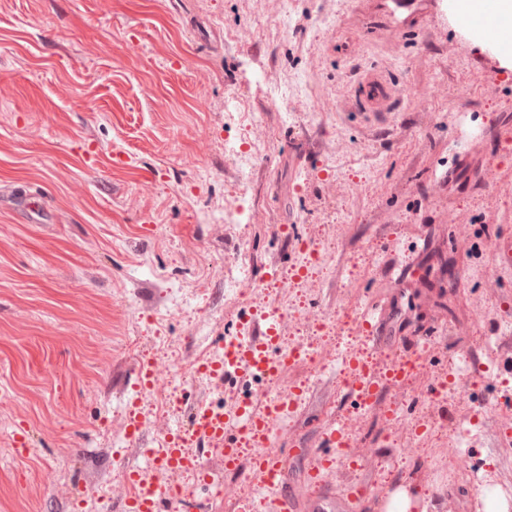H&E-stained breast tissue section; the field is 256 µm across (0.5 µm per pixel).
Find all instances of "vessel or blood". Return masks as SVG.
<instances>
[{"mask_svg":"<svg viewBox=\"0 0 512 512\" xmlns=\"http://www.w3.org/2000/svg\"><path fill=\"white\" fill-rule=\"evenodd\" d=\"M377 12L382 14L392 29L405 31L418 26L428 13L431 0H375ZM357 95L368 116H380L390 105L395 92L390 84L379 74L367 73L357 86ZM233 362L244 373H258L274 378L285 372L288 358L280 350V338L275 325H267L251 335L248 342L237 346ZM416 363L415 356L404 354L391 366L384 377L359 375L353 385L354 393L364 397L374 396L383 381H400L409 376ZM191 431L206 439L213 450L218 451L226 466H240L238 448L226 445L225 437L233 430H247L252 441H262L266 435V419L263 413L256 411L249 401H242L235 414L228 415L206 406H197L192 417ZM151 464L156 474L169 477L184 473L197 475L206 480L197 455L189 452L180 433H167L159 448L151 452ZM260 478L276 490L281 500H290L291 495L283 482L284 463L282 460L271 464L259 463L255 466ZM127 477L137 486V492L123 502L124 512H186L187 498L168 493L164 485L139 471H128Z\"/></svg>","mask_w":512,"mask_h":512,"instance_id":"vessel-or-blood-1","label":"vessel or blood"}]
</instances>
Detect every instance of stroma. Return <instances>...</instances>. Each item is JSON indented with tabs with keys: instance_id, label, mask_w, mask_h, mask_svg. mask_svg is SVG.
<instances>
[{
	"instance_id": "1",
	"label": "stroma",
	"mask_w": 512,
	"mask_h": 512,
	"mask_svg": "<svg viewBox=\"0 0 512 512\" xmlns=\"http://www.w3.org/2000/svg\"><path fill=\"white\" fill-rule=\"evenodd\" d=\"M246 28L252 37L239 39ZM371 71L397 90L376 118L356 95ZM437 81L447 98L406 99ZM254 117L270 136L245 177L234 152ZM333 138L343 147L331 157ZM228 208L238 227L225 225ZM449 211L458 223H445ZM506 236L512 71L448 0L398 34L371 0H0V512H96L103 493L118 512L129 491L114 476L115 449L125 468L145 469L144 449L182 430L194 407L247 396L249 375L190 382L177 389L182 412L162 414L125 347L136 338L142 355L162 358L175 345L191 373L201 327L219 357L236 325L224 263L243 247L246 275L262 285L253 325L277 296L264 281L288 276L284 305L334 311L328 351L374 352L379 371L425 355L407 381L410 426L482 419L469 449L490 480L479 491L427 457L400 456L389 391L353 417L350 385L330 364L277 437L298 499L382 512L407 487L414 512H484L492 495L512 512V263L497 249ZM300 237L338 242L345 276L297 277ZM395 264L408 282L393 280ZM383 303L395 321L378 342L361 320ZM464 325L470 335H457ZM450 372L461 393L437 395ZM332 430L359 450L356 465L327 466ZM201 463L207 483L183 477L201 512H279L270 491L243 506L261 485L250 459L232 473L215 453Z\"/></svg>"
}]
</instances>
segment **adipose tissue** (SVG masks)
<instances>
[{"instance_id":"1","label":"adipose tissue","mask_w":512,"mask_h":512,"mask_svg":"<svg viewBox=\"0 0 512 512\" xmlns=\"http://www.w3.org/2000/svg\"><path fill=\"white\" fill-rule=\"evenodd\" d=\"M451 9L469 23V34L489 42L504 68L512 70V0H452Z\"/></svg>"}]
</instances>
